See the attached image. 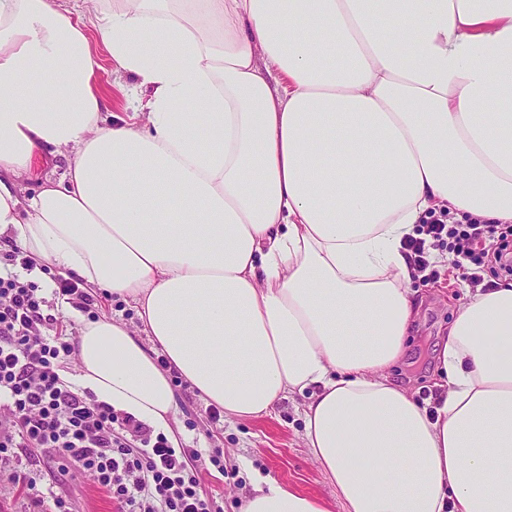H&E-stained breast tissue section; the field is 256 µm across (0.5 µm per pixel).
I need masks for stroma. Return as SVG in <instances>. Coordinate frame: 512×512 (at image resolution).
I'll return each instance as SVG.
<instances>
[{"instance_id":"1","label":"stroma","mask_w":512,"mask_h":512,"mask_svg":"<svg viewBox=\"0 0 512 512\" xmlns=\"http://www.w3.org/2000/svg\"><path fill=\"white\" fill-rule=\"evenodd\" d=\"M438 261L432 262L428 277H415L419 314L414 321L404 356L389 367L393 382L412 392L423 406H432L439 374L436 356L447 339L448 327L470 293L469 261L450 253L447 244H437ZM42 283L43 296L52 313L63 318L64 336L78 335L84 320L110 316L137 325L134 309L122 300L95 296L90 308L73 310L62 305L55 294V272ZM175 418L172 429L180 447L196 448L207 460L197 468L199 489L221 512H240L243 499L257 482L272 479L284 487L323 500L330 512H342L334 488L309 454L304 441V408L307 399L295 394L281 399L268 414L248 421L228 417L213 420L206 407L186 382L173 384ZM219 454L220 466L209 455ZM29 482L36 490L54 492L66 500L70 512H118L107 496L81 475L66 472L58 460L30 455L26 462Z\"/></svg>"}]
</instances>
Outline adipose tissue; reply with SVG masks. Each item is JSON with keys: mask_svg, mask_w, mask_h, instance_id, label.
Returning <instances> with one entry per match:
<instances>
[{"mask_svg": "<svg viewBox=\"0 0 512 512\" xmlns=\"http://www.w3.org/2000/svg\"><path fill=\"white\" fill-rule=\"evenodd\" d=\"M0 0V235L133 304L79 387L169 432L160 347L251 420L308 393L344 512H512V283L470 295L421 406L393 384L428 212L512 223V0ZM100 42L145 96L108 117ZM60 178L35 179L42 150ZM242 512H330L269 481ZM403 245L411 267L417 272L425 271L429 264L427 239L410 236L403 242Z\"/></svg>", "mask_w": 512, "mask_h": 512, "instance_id": "obj_1", "label": "adipose tissue"}]
</instances>
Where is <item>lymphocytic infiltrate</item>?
Here are the masks:
<instances>
[{
  "instance_id": "f902f5d3",
  "label": "lymphocytic infiltrate",
  "mask_w": 512,
  "mask_h": 512,
  "mask_svg": "<svg viewBox=\"0 0 512 512\" xmlns=\"http://www.w3.org/2000/svg\"><path fill=\"white\" fill-rule=\"evenodd\" d=\"M486 224L423 225L404 242L411 267L425 271L429 241H448L477 267L493 258L512 269L507 238L487 244ZM35 285L0 276V461L17 451L64 460L103 489L119 512H215L198 490L192 463L196 448H176L129 414L115 412L92 392L64 383L56 366L74 343L43 333L60 319L46 313Z\"/></svg>"
}]
</instances>
